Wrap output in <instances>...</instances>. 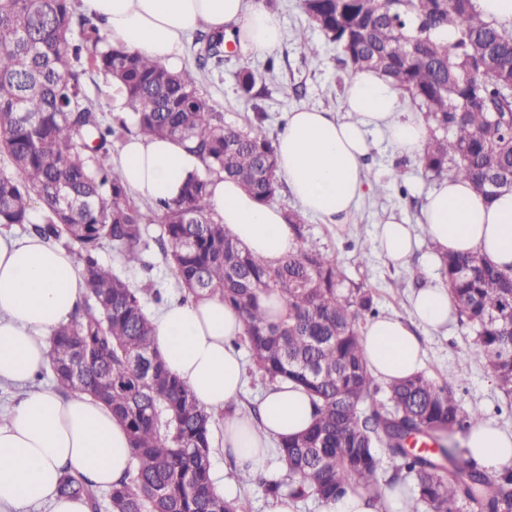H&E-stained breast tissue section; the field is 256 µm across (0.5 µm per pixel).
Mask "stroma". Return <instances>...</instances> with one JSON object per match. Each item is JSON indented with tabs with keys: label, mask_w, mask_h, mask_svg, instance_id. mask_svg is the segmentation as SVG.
Masks as SVG:
<instances>
[{
	"label": "stroma",
	"mask_w": 512,
	"mask_h": 512,
	"mask_svg": "<svg viewBox=\"0 0 512 512\" xmlns=\"http://www.w3.org/2000/svg\"><path fill=\"white\" fill-rule=\"evenodd\" d=\"M268 10L283 27L279 47L268 56L233 46L223 68L205 74L202 90L216 101L228 123L246 125L254 106H261L269 115L266 131L274 138L282 131L288 112L296 108L339 111L350 74L340 62L339 48L309 24L300 0H272ZM301 34L319 47L318 56L303 53L297 40ZM244 67L256 77L258 97L252 105L241 99L235 78ZM366 166L373 190L348 223L327 224L303 216L302 236L296 244L336 258L347 277V287L371 291L381 314L404 317L413 292L442 280L439 266L429 263L434 249L424 239L406 264H389L379 251L375 226L392 213L418 223L435 182L379 137L374 140ZM421 337L426 349V375L451 383L462 410L480 408L487 422L512 431V399L505 397L484 368L470 328L454 317L446 328L422 331Z\"/></svg>",
	"instance_id": "obj_1"
}]
</instances>
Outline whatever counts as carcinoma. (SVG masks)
<instances>
[{"label":"carcinoma","mask_w":512,"mask_h":512,"mask_svg":"<svg viewBox=\"0 0 512 512\" xmlns=\"http://www.w3.org/2000/svg\"><path fill=\"white\" fill-rule=\"evenodd\" d=\"M308 21L342 53L351 71L373 69L391 78L431 128L421 168L455 173L477 193L512 190V28L484 18L472 0H301ZM457 29L453 44L433 31ZM226 36L200 32L194 66L171 71L100 35L74 0H0V224L19 225L50 242L78 248L83 300L50 340L49 373L67 394H89L112 408L127 429L134 462L112 484L111 512H239L211 476L214 416L170 373L152 348L154 326L145 299L163 301L153 284L134 286L102 264L112 246L127 269H148L156 246L171 264L182 300L218 295L237 309L251 364L270 384L291 381L311 397L315 420L304 434L277 446L284 478L232 465L245 488L272 499L327 505L349 493L382 504L388 490L411 483L409 512H512V468L489 470L460 462L458 432L484 421L462 411L448 384L423 373L387 384L388 405L370 404L381 386L368 369L358 320L376 318L372 294L343 292L335 258L298 249L275 264L240 246L209 209L210 181L194 177L181 198L149 208L160 224L151 236L147 212L130 196L111 163L114 126L89 95L97 72L123 89L130 121L149 137L192 144L206 173L235 179L263 203L280 191L274 141L259 106L241 129L199 88L200 74L224 65ZM239 92L255 98L254 74H237ZM40 217L34 218V204ZM444 282L460 320L475 334L477 353L500 390L512 396V270L486 256L448 253ZM275 295L284 314L261 307ZM411 438L439 444L416 452ZM395 463L387 475L377 449ZM58 494L103 503L96 485L64 473Z\"/></svg>","instance_id":"cac0c4a2"}]
</instances>
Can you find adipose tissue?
I'll return each mask as SVG.
<instances>
[{
    "label": "adipose tissue",
    "instance_id": "obj_1",
    "mask_svg": "<svg viewBox=\"0 0 512 512\" xmlns=\"http://www.w3.org/2000/svg\"><path fill=\"white\" fill-rule=\"evenodd\" d=\"M110 41L141 51L158 64L183 63L187 36L201 28L236 36L243 50L268 54L281 38L278 18L254 0H83ZM401 91L372 70L354 72L343 90L341 112L301 107L290 112L275 142L279 174L300 211L333 222L352 215L372 190L365 159L370 134L384 136L400 153L418 160L431 137L421 113L406 109ZM113 163L125 187L153 203L179 199L188 179L204 176L201 159L171 139L135 133ZM210 205L216 217L255 257L274 262L295 246L282 208L263 204L237 183L212 177ZM384 257L395 264L413 253L418 236L442 252L485 254L512 267V192L477 194L469 181L448 175L429 194L419 226L396 216L377 224ZM81 267L66 248L37 237L0 233V385H23L48 366L49 340L70 320L81 300ZM452 312L448 288L428 285L411 301L409 318L380 317L363 333L366 362L389 382L420 373L424 350L415 329L444 326ZM153 347L199 404L224 416V445L241 466L262 468L273 442L304 432L313 420L309 395L293 384L271 386L259 419L227 414L244 386L245 367L233 341L243 332L241 314L217 296L165 306L154 321ZM482 466L512 464V432L488 423L467 437ZM133 460L125 428L103 403L87 395L59 397L30 390L0 424V512H20L40 501L52 512H88L84 501L59 497L63 471L110 487Z\"/></svg>",
    "mask_w": 512,
    "mask_h": 512
}]
</instances>
